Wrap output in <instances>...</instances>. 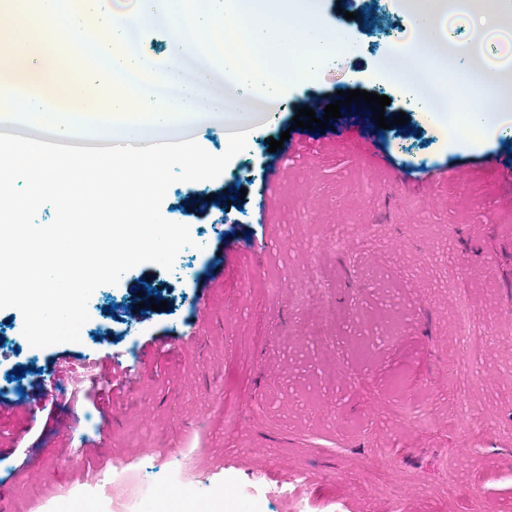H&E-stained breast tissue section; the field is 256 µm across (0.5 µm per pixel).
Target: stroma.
Here are the masks:
<instances>
[{
  "label": "stroma",
  "instance_id": "stroma-1",
  "mask_svg": "<svg viewBox=\"0 0 512 512\" xmlns=\"http://www.w3.org/2000/svg\"><path fill=\"white\" fill-rule=\"evenodd\" d=\"M320 8L350 12L354 51L290 86L276 120L259 115L219 178L170 187L161 210L194 240L172 270L143 263L99 287L77 343L31 347L21 313L0 309V402L42 397L0 416L8 512H46L102 470L163 474L175 455L194 462L184 484L223 472L219 512H237L255 461L276 480L309 471L305 512H512V186L497 181L512 152L502 134L452 136L380 71L410 38L393 0ZM347 89L388 96L405 124L382 131L357 111L341 138L307 129L270 151L297 109ZM234 189L239 205L182 208ZM146 278L166 309L121 320ZM461 290L488 343L473 362L457 354ZM106 356L130 377L102 404L88 390H111L92 369ZM64 359L81 383L56 381Z\"/></svg>",
  "mask_w": 512,
  "mask_h": 512
}]
</instances>
